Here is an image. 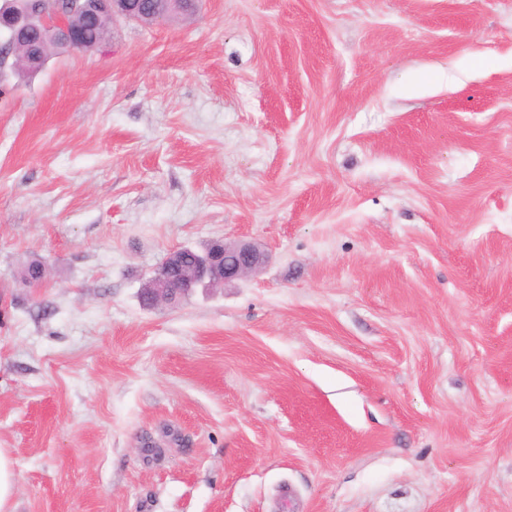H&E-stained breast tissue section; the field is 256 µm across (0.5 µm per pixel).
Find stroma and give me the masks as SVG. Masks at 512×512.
I'll return each instance as SVG.
<instances>
[{
  "mask_svg": "<svg viewBox=\"0 0 512 512\" xmlns=\"http://www.w3.org/2000/svg\"><path fill=\"white\" fill-rule=\"evenodd\" d=\"M0 448L16 512H512V0H200L0 93ZM191 254L190 262L185 255ZM261 253L249 243L227 246L213 242L204 252L180 248L167 254L145 286L143 296L151 306L178 304L198 288H216L256 272Z\"/></svg>",
  "mask_w": 512,
  "mask_h": 512,
  "instance_id": "obj_1",
  "label": "stroma"
}]
</instances>
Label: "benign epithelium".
<instances>
[{"label":"benign epithelium","mask_w":512,"mask_h":512,"mask_svg":"<svg viewBox=\"0 0 512 512\" xmlns=\"http://www.w3.org/2000/svg\"><path fill=\"white\" fill-rule=\"evenodd\" d=\"M183 4L184 0H31L27 9L13 11L6 20L1 18L0 29L10 33L12 42L15 32L39 24L46 37L43 49H48L49 39L56 40L63 33L72 49L79 50L82 43L70 25L71 17H106L113 24L144 20L157 24ZM262 262L261 253L249 243L227 246L213 242L201 253L180 248L159 263L143 296L151 306L178 304L199 288H216L254 273Z\"/></svg>","instance_id":"1"}]
</instances>
